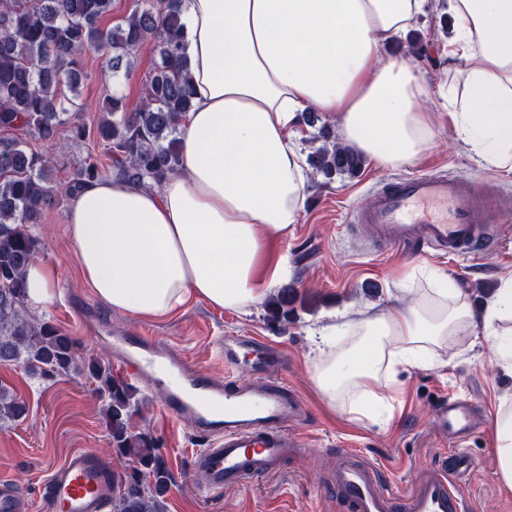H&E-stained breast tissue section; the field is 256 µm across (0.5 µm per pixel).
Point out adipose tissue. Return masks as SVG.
<instances>
[{
    "label": "adipose tissue",
    "instance_id": "obj_1",
    "mask_svg": "<svg viewBox=\"0 0 512 512\" xmlns=\"http://www.w3.org/2000/svg\"><path fill=\"white\" fill-rule=\"evenodd\" d=\"M428 0H183L194 91L179 172L160 188L113 178L83 185L66 217L83 281L105 305L160 320L200 300L242 311L288 275L274 254L305 199L294 130L305 112L337 120L343 145L381 169L430 147L435 114L417 66L388 47L415 30ZM449 112L488 165L512 172V0H448ZM392 314L321 337L312 380L330 406L376 420L381 389L428 365L454 337H482L512 377V275L481 311L447 275ZM496 476L512 493V393L493 422Z\"/></svg>",
    "mask_w": 512,
    "mask_h": 512
}]
</instances>
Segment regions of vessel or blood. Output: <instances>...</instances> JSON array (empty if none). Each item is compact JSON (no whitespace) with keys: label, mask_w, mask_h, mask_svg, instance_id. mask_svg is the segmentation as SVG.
<instances>
[{"label":"vessel or blood","mask_w":512,"mask_h":512,"mask_svg":"<svg viewBox=\"0 0 512 512\" xmlns=\"http://www.w3.org/2000/svg\"><path fill=\"white\" fill-rule=\"evenodd\" d=\"M482 186V181L437 170L404 177L357 207L355 219L373 225L387 250L479 257L492 247L488 225L512 217L511 203H478ZM115 352L123 378L149 381L163 412L189 421L207 439L192 461L206 478L203 492L271 475L293 448L288 420L302 403L284 378L271 374L283 365L281 354L255 337H231L220 344L227 368L238 367L241 353L250 355L254 377L247 383L203 376L180 351L143 337H116ZM433 419L460 446L474 428L475 408L467 399L451 398L434 407ZM460 468L459 454H450L401 492L389 488L380 466L344 448L329 484L341 512H470L469 500L453 481ZM47 498L52 512H107L112 474L95 454L72 452L53 469Z\"/></svg>","instance_id":"vessel-or-blood-1"}]
</instances>
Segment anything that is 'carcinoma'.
Masks as SVG:
<instances>
[{"label":"carcinoma","mask_w":512,"mask_h":512,"mask_svg":"<svg viewBox=\"0 0 512 512\" xmlns=\"http://www.w3.org/2000/svg\"><path fill=\"white\" fill-rule=\"evenodd\" d=\"M183 0H133L124 23L104 26L112 0H0V363L16 364L43 382L85 374L96 383L112 450L131 470L120 477L112 512H164L170 475L154 436L133 431L135 393L102 360L87 358L75 337L42 319L28 305L26 270L41 242L28 225L41 222L61 197H73L92 179L113 176L147 187L178 173L180 124L193 108L183 47ZM153 44L158 61L139 104L105 94L107 115L95 125L82 117L80 88L88 77L83 55L101 57V72L129 76L131 57ZM23 130L42 142L68 130L77 141L104 146L110 164L93 156L65 183L52 184L54 158L6 135ZM330 178L354 173L359 159L340 145L322 148L313 161ZM26 405L0 387V421H18ZM152 478L149 487L144 477Z\"/></svg>","instance_id":"carcinoma-1"}]
</instances>
